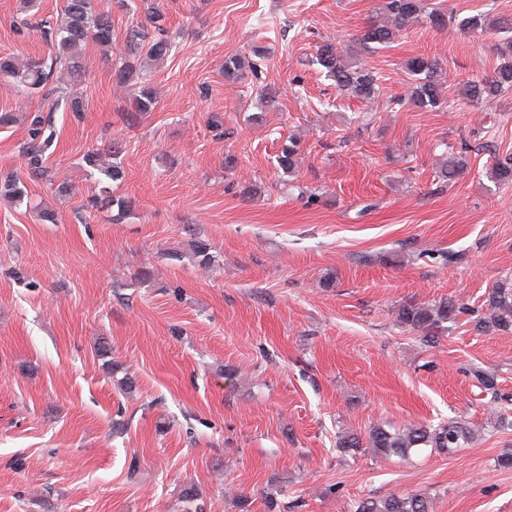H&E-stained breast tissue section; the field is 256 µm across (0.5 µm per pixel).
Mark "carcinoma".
<instances>
[{
	"label": "carcinoma",
	"mask_w": 512,
	"mask_h": 512,
	"mask_svg": "<svg viewBox=\"0 0 512 512\" xmlns=\"http://www.w3.org/2000/svg\"><path fill=\"white\" fill-rule=\"evenodd\" d=\"M384 10L386 21L367 24L357 36L361 50L366 53L389 46L406 27L415 22L436 29H443L451 23L464 33L487 30L501 33L512 30V19L488 13L459 18L439 7L428 8L426 0H386ZM148 18L154 23V34L148 36L137 27L131 28L130 53L135 54L145 47L148 56L163 58L172 48L171 36L167 28L160 25L161 13L154 11ZM41 26L50 27L57 39L50 60L34 58L20 68L15 57L0 54V77H8L21 86L37 89L45 86L58 69L69 73L80 69L82 53L88 43L94 42L100 46L112 43V12L100 8L98 0H64L61 18L48 22L42 20L36 24L38 28ZM496 51L500 58L499 64L491 74L463 83L460 89L463 98L472 103H482L512 91V40L506 39L497 44ZM315 59L340 94L366 102L379 97L380 77L366 63L345 59L336 46L329 42L318 46ZM405 68L414 77L409 100L415 107L435 109L446 104L440 91L444 79L443 67L437 59L412 57L406 61ZM114 76L118 84L134 87V111L148 112L154 108L155 90L144 79L133 60H123L115 69ZM44 125L45 118L40 112H35L30 117L29 140L25 146L28 167L38 176L47 173L44 166L46 144L42 140ZM297 154V141L290 140L283 144L277 158L278 167L287 173L292 172ZM491 178L500 183H512V158L497 162L491 169ZM459 312L460 307L450 300L438 304L410 301L395 310V320L401 326L421 332L423 340L428 343L437 338L442 323L454 320ZM476 328L482 332L493 329L512 331V278L497 282L488 292L485 316L478 320ZM476 435L477 430L457 419L436 425L423 422L409 423L402 427L374 425L364 438L356 434L341 436L337 447L344 453L357 454L366 444L383 459L393 456L404 458L414 448H434L451 454ZM432 510L433 501L428 495L405 493L361 498L352 504L350 512Z\"/></svg>",
	"instance_id": "carcinoma-1"
}]
</instances>
